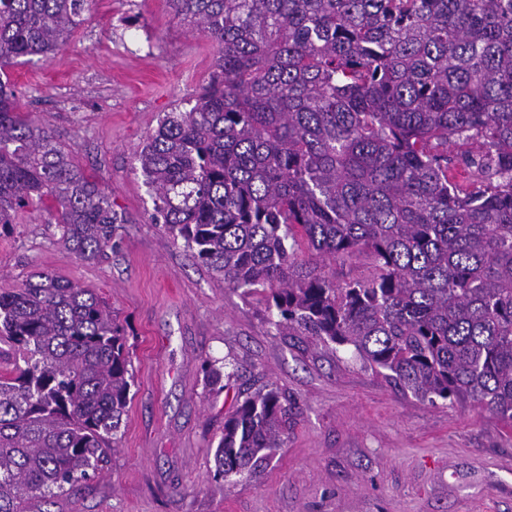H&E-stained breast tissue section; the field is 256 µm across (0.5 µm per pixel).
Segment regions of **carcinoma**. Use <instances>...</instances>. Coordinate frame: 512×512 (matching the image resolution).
Returning a JSON list of instances; mask_svg holds the SVG:
<instances>
[{
  "label": "carcinoma",
  "instance_id": "cac0c4a2",
  "mask_svg": "<svg viewBox=\"0 0 512 512\" xmlns=\"http://www.w3.org/2000/svg\"><path fill=\"white\" fill-rule=\"evenodd\" d=\"M92 0H0V227L43 208L83 261L118 213L7 67L60 51ZM218 45L195 103L137 154L155 217L192 257L263 294L280 332L352 348L415 397L512 423V0H169ZM479 141L455 162L448 143ZM305 241L311 257L296 256ZM362 254L338 281L324 262ZM0 512L107 462L134 386L108 303L43 271L0 291ZM288 396L246 395L215 477L283 447Z\"/></svg>",
  "mask_w": 512,
  "mask_h": 512
}]
</instances>
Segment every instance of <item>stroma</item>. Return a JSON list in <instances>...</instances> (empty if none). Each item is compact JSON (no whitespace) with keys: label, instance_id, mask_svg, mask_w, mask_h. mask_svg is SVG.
<instances>
[{"label":"stroma","instance_id":"obj_1","mask_svg":"<svg viewBox=\"0 0 512 512\" xmlns=\"http://www.w3.org/2000/svg\"><path fill=\"white\" fill-rule=\"evenodd\" d=\"M215 54L168 0H94L61 51L10 69L20 111L95 178L121 222L112 250L87 262L48 212H25L0 228V289L35 270L92 289L126 331L135 381L104 469L42 512H512L511 425L402 392L352 351L276 333L263 295L225 285L156 223L136 153L206 84ZM209 357L233 376L209 385ZM270 383L294 404L284 447L215 478L225 419Z\"/></svg>","mask_w":512,"mask_h":512}]
</instances>
